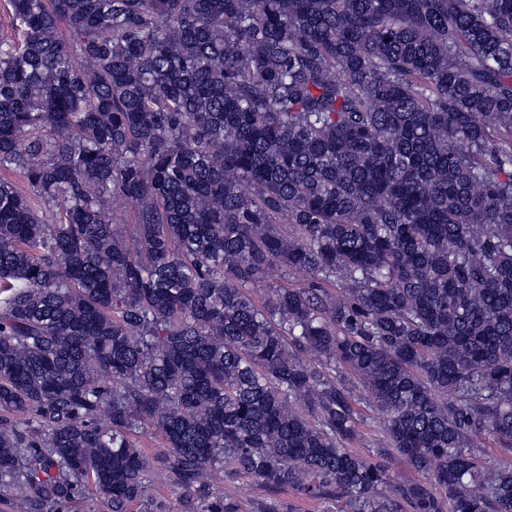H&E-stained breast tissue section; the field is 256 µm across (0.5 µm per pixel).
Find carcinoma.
<instances>
[{
    "instance_id": "obj_1",
    "label": "carcinoma",
    "mask_w": 512,
    "mask_h": 512,
    "mask_svg": "<svg viewBox=\"0 0 512 512\" xmlns=\"http://www.w3.org/2000/svg\"><path fill=\"white\" fill-rule=\"evenodd\" d=\"M5 4L18 512H158L149 430L172 512H512V0ZM138 448L141 449L142 457L146 464V471L153 484L150 494L155 502L163 504L166 509L175 507L181 490L171 482L165 480L163 476L156 471V461L166 450L162 439L149 431L147 435L137 438ZM223 486L224 491L232 495L239 503L241 512H256V507L267 500V493L255 484H240L236 487ZM281 502L290 512H321V507L305 498L296 489L287 488L278 494Z\"/></svg>"
}]
</instances>
